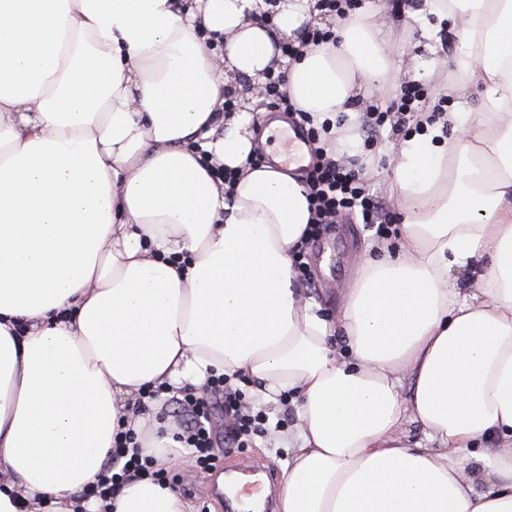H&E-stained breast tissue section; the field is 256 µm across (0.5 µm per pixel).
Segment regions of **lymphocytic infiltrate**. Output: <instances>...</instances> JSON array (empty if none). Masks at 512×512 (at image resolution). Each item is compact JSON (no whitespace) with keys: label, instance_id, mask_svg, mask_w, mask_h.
<instances>
[{"label":"lymphocytic infiltrate","instance_id":"lymphocytic-infiltrate-1","mask_svg":"<svg viewBox=\"0 0 512 512\" xmlns=\"http://www.w3.org/2000/svg\"><path fill=\"white\" fill-rule=\"evenodd\" d=\"M335 39L333 28L309 26L298 43L282 44L279 68L268 74L260 91L261 103L297 116L299 123L309 128V141L316 144V160L304 179L311 211L307 242L316 241L327 225L340 223L353 213L359 215L379 238L385 239L391 234L393 222L385 202L371 192L364 176L352 169L349 161L337 156L335 150L319 146L320 132L309 127L307 113L297 109L286 88V69L301 49L320 47ZM428 97L426 85L403 79L395 84L386 110L357 101L360 128L365 139L377 140L386 129L411 121ZM142 399L147 405L165 400L174 406L180 417L174 439L181 447L191 449L198 467L205 471L215 466L211 418L216 410H224L233 419L224 438L225 445L230 448L246 447L252 437L265 433L268 422L265 413L253 411L244 393L221 374L210 376L200 388L184 389L176 397L168 396L165 387L159 385L144 391ZM138 443L139 435L134 430L116 433L112 455L104 464L96 484L87 488V496L110 499L121 484L131 478L150 477L168 482L167 469L159 467L154 457L132 453V446Z\"/></svg>","mask_w":512,"mask_h":512}]
</instances>
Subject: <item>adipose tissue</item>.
I'll return each mask as SVG.
<instances>
[{
  "instance_id": "obj_1",
  "label": "adipose tissue",
  "mask_w": 512,
  "mask_h": 512,
  "mask_svg": "<svg viewBox=\"0 0 512 512\" xmlns=\"http://www.w3.org/2000/svg\"><path fill=\"white\" fill-rule=\"evenodd\" d=\"M411 13L427 41L451 23L481 114L418 113L389 172L402 250L370 244L332 321L292 266L304 184L254 163L249 105L224 110L230 75L265 82L321 24L313 0H0V512H196L148 478L84 491L124 426L184 460L135 408L213 374L291 395L280 512H512V0ZM336 36L286 82L342 150L392 67L371 7ZM479 263L474 296L451 272Z\"/></svg>"
}]
</instances>
